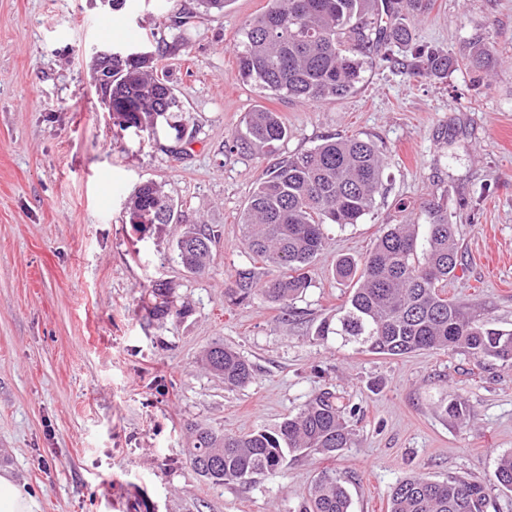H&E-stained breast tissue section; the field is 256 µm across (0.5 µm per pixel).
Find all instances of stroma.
Here are the masks:
<instances>
[{"instance_id":"1","label":"stroma","mask_w":512,"mask_h":512,"mask_svg":"<svg viewBox=\"0 0 512 512\" xmlns=\"http://www.w3.org/2000/svg\"><path fill=\"white\" fill-rule=\"evenodd\" d=\"M267 0H229L223 13L195 0H0V468L25 483L39 512H298L323 470L345 478L351 512H387L401 480L482 481L512 454V363L475 367L464 353L387 357L320 340L316 328L345 298L338 256L364 258L388 225L427 224L447 208L462 262L449 296L496 329L512 330V0H430L414 43L456 60L447 79L410 76L386 62L348 97L312 103L237 80L235 45ZM191 12L181 29L170 26ZM498 64L463 65L473 37ZM194 138L173 157L154 139L114 126L91 88L95 49L156 50ZM279 112L285 157L327 137L372 140L382 188L360 223L324 227L311 285L291 309L236 302L226 280L253 256L239 216L268 159L225 143L254 106ZM162 182L181 224L142 228L125 200ZM223 235L210 270L187 272L182 224ZM171 282L187 312L149 319L146 286ZM251 362L245 386L203 370L211 343ZM348 405L353 447L335 457L289 458L251 484L214 485L189 466L190 425L227 433L275 430L320 390ZM464 398L467 427L440 413Z\"/></svg>"}]
</instances>
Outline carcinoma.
<instances>
[{"label":"carcinoma","mask_w":512,"mask_h":512,"mask_svg":"<svg viewBox=\"0 0 512 512\" xmlns=\"http://www.w3.org/2000/svg\"><path fill=\"white\" fill-rule=\"evenodd\" d=\"M422 0H268L265 10L242 31L237 46L236 78L276 95L307 102L341 99L357 88L366 58L399 64L430 79H444L452 59L436 48H416L404 63L393 48L412 40L410 21ZM387 18L381 26L378 20ZM468 66L487 71L495 53L481 39L470 43ZM96 94L112 97L113 122L139 127L149 136L168 131L179 140L183 108L168 76L154 57L112 58V68ZM288 138L279 113L255 109L245 114L229 149L266 154ZM384 170L376 144L358 135L330 137L305 152L284 157L256 182L240 220L243 245L261 258L256 266L236 270L227 291L239 300L256 295L288 307L310 286L308 266L326 247L323 225L357 224L373 207ZM129 220L142 226L176 224L179 216L162 185L145 181L128 201ZM221 229L185 225L179 259L191 273L204 272ZM459 265L455 224L440 206L429 210L426 246L418 249L414 224H393L361 261L336 260L337 278L352 285L336 314L317 327V337L355 342L362 350L402 356L421 350L467 353L479 365L512 362V331L492 329L476 311L446 296L448 281ZM149 316L180 317L186 310L174 300V285L151 287ZM201 366L224 379L227 387L251 381L253 365L220 342L211 344ZM444 417L464 424L469 417L463 399L441 406ZM355 444L346 407L329 390L316 394L273 431L219 433L198 426L192 431L189 462L204 480L215 484L247 483L281 470L288 455L316 451L331 457ZM512 492V455L498 459L488 482L425 476L406 478L393 488L390 512H484L487 484ZM300 512H350L342 477L325 472L311 487Z\"/></svg>","instance_id":"1"}]
</instances>
